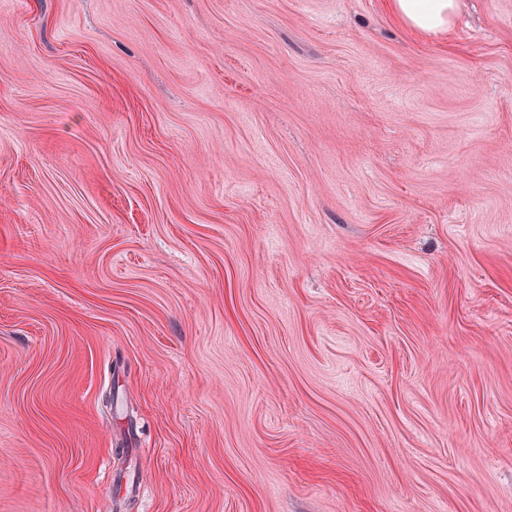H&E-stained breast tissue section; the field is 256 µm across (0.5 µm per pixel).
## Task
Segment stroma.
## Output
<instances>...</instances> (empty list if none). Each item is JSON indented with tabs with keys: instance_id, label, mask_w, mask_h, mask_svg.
Instances as JSON below:
<instances>
[{
	"instance_id": "obj_1",
	"label": "stroma",
	"mask_w": 512,
	"mask_h": 512,
	"mask_svg": "<svg viewBox=\"0 0 512 512\" xmlns=\"http://www.w3.org/2000/svg\"><path fill=\"white\" fill-rule=\"evenodd\" d=\"M0 512H512V0H0ZM386 6L417 35L437 39L448 36L461 12V0H386Z\"/></svg>"
}]
</instances>
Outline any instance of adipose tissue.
Returning a JSON list of instances; mask_svg holds the SVG:
<instances>
[{
  "label": "adipose tissue",
  "instance_id": "1",
  "mask_svg": "<svg viewBox=\"0 0 512 512\" xmlns=\"http://www.w3.org/2000/svg\"><path fill=\"white\" fill-rule=\"evenodd\" d=\"M386 6L417 35L437 39L448 36L461 12V0H386Z\"/></svg>",
  "mask_w": 512,
  "mask_h": 512
}]
</instances>
